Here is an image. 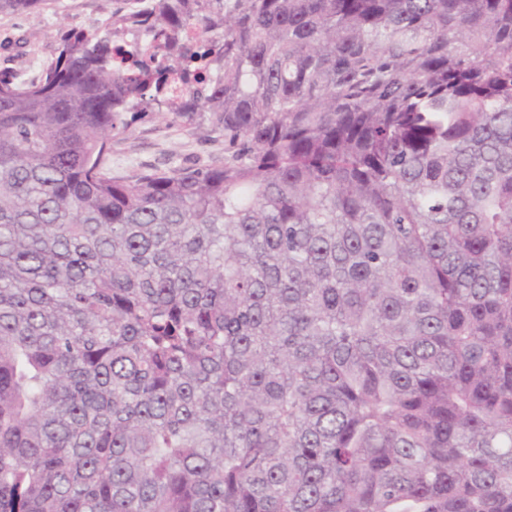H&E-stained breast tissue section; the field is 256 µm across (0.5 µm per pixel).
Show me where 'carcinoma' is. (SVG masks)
<instances>
[{"instance_id":"obj_1","label":"carcinoma","mask_w":512,"mask_h":512,"mask_svg":"<svg viewBox=\"0 0 512 512\" xmlns=\"http://www.w3.org/2000/svg\"><path fill=\"white\" fill-rule=\"evenodd\" d=\"M160 110L224 161L103 173ZM0 512H512V0H138L0 78Z\"/></svg>"}]
</instances>
